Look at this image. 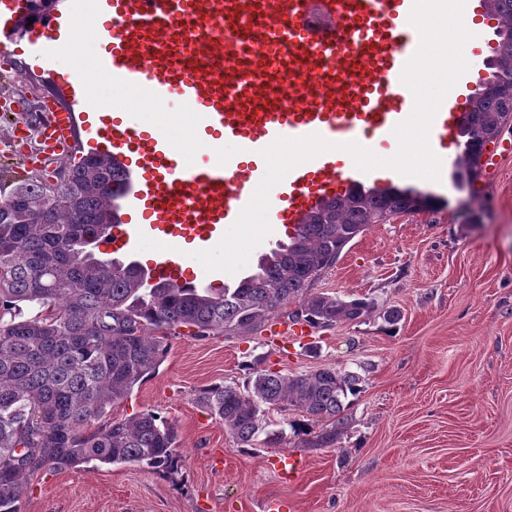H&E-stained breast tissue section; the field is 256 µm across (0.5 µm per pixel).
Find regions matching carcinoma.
Listing matches in <instances>:
<instances>
[{"label":"carcinoma","mask_w":512,"mask_h":512,"mask_svg":"<svg viewBox=\"0 0 512 512\" xmlns=\"http://www.w3.org/2000/svg\"><path fill=\"white\" fill-rule=\"evenodd\" d=\"M497 21L495 60L512 62V0H483ZM512 119V67L493 73L470 100L461 177L478 175L487 143ZM123 183L112 158L87 154L56 173L13 182L0 200V512H21L24 487L44 467L92 461L139 464L163 472L181 466L175 426L152 411L99 423L107 409L154 374L179 328L196 337L247 333L296 301L310 327L361 322L378 314L395 325V309L377 312L365 298L311 293L310 285L372 224L419 212L431 198L390 186L350 190L324 202L235 288L149 281L139 265L102 260L94 249L111 236L112 200ZM361 376L325 366L281 375L255 368L244 387L214 385L197 400L238 444L268 431L266 410L288 408L330 428L309 440L329 447L348 424V396Z\"/></svg>","instance_id":"1"}]
</instances>
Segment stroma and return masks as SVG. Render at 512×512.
<instances>
[{
    "instance_id": "stroma-1",
    "label": "stroma",
    "mask_w": 512,
    "mask_h": 512,
    "mask_svg": "<svg viewBox=\"0 0 512 512\" xmlns=\"http://www.w3.org/2000/svg\"><path fill=\"white\" fill-rule=\"evenodd\" d=\"M26 40L0 44V175L53 173L79 154L44 151L35 129L6 107L18 91L50 98L26 75ZM492 164L471 184L395 183L436 198L426 210L375 224L313 283L316 294L372 298L402 314L279 337L298 303L251 333L169 336L156 373L110 408L172 421L182 465L159 474L136 464L89 463L31 477L22 512H512V122L490 144ZM360 371L348 426L312 448L298 412L269 410L276 446H243L197 401L213 384H246L251 368L283 375L324 366ZM298 468L284 469L287 460Z\"/></svg>"
}]
</instances>
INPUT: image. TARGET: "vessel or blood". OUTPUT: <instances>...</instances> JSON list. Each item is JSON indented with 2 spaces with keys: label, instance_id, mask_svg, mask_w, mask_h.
Returning a JSON list of instances; mask_svg holds the SVG:
<instances>
[{
  "label": "vessel or blood",
  "instance_id": "vessel-or-blood-1",
  "mask_svg": "<svg viewBox=\"0 0 512 512\" xmlns=\"http://www.w3.org/2000/svg\"><path fill=\"white\" fill-rule=\"evenodd\" d=\"M177 0H53L56 18L110 14L92 57L111 85L81 76L58 85L63 105L50 107L41 128L45 149L58 156L79 145L111 156L125 172L114 199L113 239L135 250L141 236L202 245L222 238L265 174L243 166L280 137L325 140L364 136L374 153L393 156L394 127L413 102L402 70L419 42L408 24L413 0H195L185 14ZM11 13L0 35L17 33L24 0H0ZM228 36L216 35L217 27ZM28 69L54 80L58 61L42 33L28 31ZM473 54L464 83L437 112L429 142L440 152L457 143L465 113L462 88L483 78ZM308 74L305 96L287 100L282 80ZM195 116L220 144L185 153L167 132L169 117ZM223 148L224 163L209 157ZM348 159L324 153L294 168L269 194L268 220L294 229L341 188L384 187ZM145 211L147 225L134 224ZM155 281L181 283L176 255L149 270Z\"/></svg>",
  "mask_w": 512,
  "mask_h": 512
}]
</instances>
